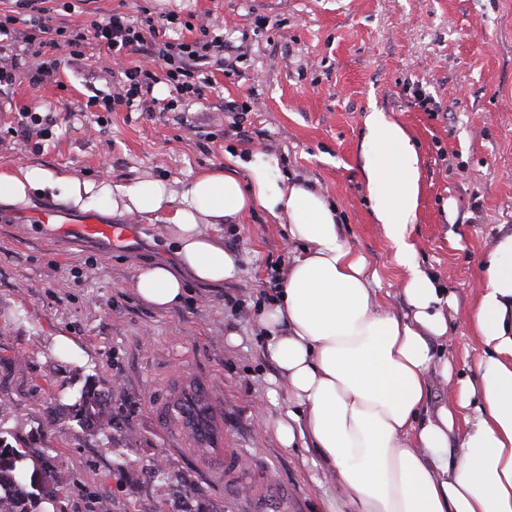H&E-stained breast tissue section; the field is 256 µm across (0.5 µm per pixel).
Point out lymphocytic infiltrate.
Returning <instances> with one entry per match:
<instances>
[{
    "instance_id": "obj_1",
    "label": "lymphocytic infiltrate",
    "mask_w": 512,
    "mask_h": 512,
    "mask_svg": "<svg viewBox=\"0 0 512 512\" xmlns=\"http://www.w3.org/2000/svg\"><path fill=\"white\" fill-rule=\"evenodd\" d=\"M10 8L0 13V43H21L22 52L6 56L0 62V93L12 89L17 71H25L32 86H39L56 73L61 55H68L71 63L83 61L88 44L105 50L112 61L125 55L145 52L165 60L164 77L173 92L201 94L206 83L205 73L210 64L212 46L206 34L207 27H200V39L191 43L165 39L162 25L152 16L131 18L122 13L110 14L89 26H72L57 22L54 10L47 0H9ZM124 80L114 91L106 93L93 89L88 95L87 107L125 105L132 112L142 108L145 89L157 83L150 69L136 66L123 71Z\"/></svg>"
}]
</instances>
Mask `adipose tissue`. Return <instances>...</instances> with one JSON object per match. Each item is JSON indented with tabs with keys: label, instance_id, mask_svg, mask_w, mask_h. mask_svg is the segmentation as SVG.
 <instances>
[{
	"label": "adipose tissue",
	"instance_id": "obj_1",
	"mask_svg": "<svg viewBox=\"0 0 512 512\" xmlns=\"http://www.w3.org/2000/svg\"><path fill=\"white\" fill-rule=\"evenodd\" d=\"M364 126L363 179L373 219L405 272L402 314L343 237L337 207L281 173L272 153L225 151L223 165L181 188L147 173L116 183L5 164L0 205L22 208L40 194L162 225L176 262L141 267L134 288L159 310L182 302L184 275L211 285L235 280L239 263L224 247V227L264 212L296 245L279 298L259 317L277 370L267 398L292 407L276 422L280 444L314 449L330 472L321 512H512V234L483 257L470 314L482 350L472 374L455 375L436 342L448 336L456 299L422 268L412 239L421 157L386 112L370 109ZM436 376L448 399L434 409Z\"/></svg>",
	"mask_w": 512,
	"mask_h": 512
}]
</instances>
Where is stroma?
Returning a JSON list of instances; mask_svg holds the SVG:
<instances>
[{"label": "stroma", "mask_w": 512, "mask_h": 512, "mask_svg": "<svg viewBox=\"0 0 512 512\" xmlns=\"http://www.w3.org/2000/svg\"><path fill=\"white\" fill-rule=\"evenodd\" d=\"M54 7L72 25L114 12L177 14L198 38L200 23L222 47L212 83L171 111L88 113L80 66L61 62L54 80L31 87L17 72L0 95V165L36 163L117 182L147 172L187 183L223 164L227 149L274 153L283 172L336 203L341 231L361 254L374 285L405 312L402 269L374 224L361 163L363 116L376 106L401 123L421 157L418 222L422 265L457 298L448 358L468 372L480 351L467 313L481 286V261L512 233V0H77ZM433 98L427 112L418 94ZM40 119V152L8 135L23 113ZM55 212L54 223H40ZM82 212L48 197L13 210L0 206V439L16 448L62 453L68 481L62 512H181L184 498L161 492L148 467L161 460L185 479L200 512H235L236 503L170 446L150 408L152 376L197 365L224 390V424L254 483L269 475L288 487V512H317L321 468L310 448L282 447L265 401L275 373L258 324L294 245L263 212L224 227V246L241 275L221 285L188 281L183 301L165 311L134 292L141 266L174 261L160 225L95 214L124 224V240L68 232ZM237 344L225 341L227 332ZM72 336L87 360L52 349ZM101 392L112 411L107 431L74 409L81 391Z\"/></svg>", "instance_id": "35a3bbf8"}]
</instances>
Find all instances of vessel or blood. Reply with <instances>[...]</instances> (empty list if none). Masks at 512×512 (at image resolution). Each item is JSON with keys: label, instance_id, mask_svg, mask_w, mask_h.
<instances>
[{"label": "vessel or blood", "instance_id": "vessel-or-blood-1", "mask_svg": "<svg viewBox=\"0 0 512 512\" xmlns=\"http://www.w3.org/2000/svg\"><path fill=\"white\" fill-rule=\"evenodd\" d=\"M162 399L153 411L172 445L196 461L207 474L254 512H288V489L276 478L254 484L242 473L241 457L224 428V396L215 380L183 366L164 375Z\"/></svg>", "mask_w": 512, "mask_h": 512}]
</instances>
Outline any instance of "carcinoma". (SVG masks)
<instances>
[{"mask_svg": "<svg viewBox=\"0 0 512 512\" xmlns=\"http://www.w3.org/2000/svg\"><path fill=\"white\" fill-rule=\"evenodd\" d=\"M86 421L105 431L112 426V416L105 410L104 399L95 389L81 391L76 403ZM66 461L48 457L37 448H0V512H44L42 503L56 502L67 480ZM150 474L164 492L171 491L190 499L192 490L179 484V474L164 463L154 465Z\"/></svg>", "mask_w": 512, "mask_h": 512, "instance_id": "cac0c4a2", "label": "carcinoma"}]
</instances>
